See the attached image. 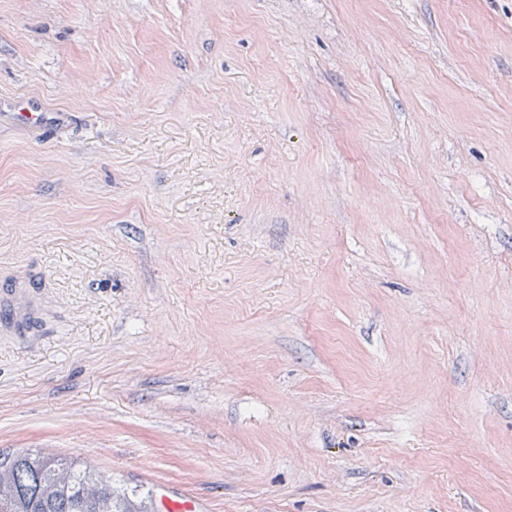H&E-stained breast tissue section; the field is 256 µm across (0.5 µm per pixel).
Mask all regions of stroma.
<instances>
[{
  "mask_svg": "<svg viewBox=\"0 0 512 512\" xmlns=\"http://www.w3.org/2000/svg\"><path fill=\"white\" fill-rule=\"evenodd\" d=\"M24 275L0 452L203 512H512V0H0ZM12 108L13 112L9 113L22 125L40 128L53 122L49 112H43L38 105L28 100L17 101L13 104ZM43 305L41 293L30 282L19 280L0 284V330L18 338L30 332L40 318Z\"/></svg>",
  "mask_w": 512,
  "mask_h": 512,
  "instance_id": "1",
  "label": "stroma"
}]
</instances>
